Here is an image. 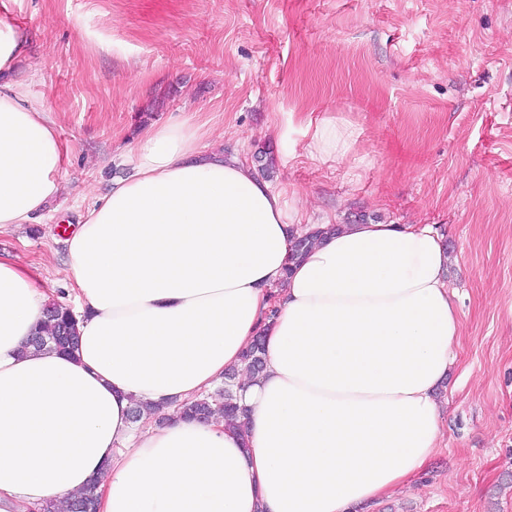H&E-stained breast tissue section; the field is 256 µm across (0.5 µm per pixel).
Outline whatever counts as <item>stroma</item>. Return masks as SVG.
I'll return each instance as SVG.
<instances>
[{"label": "stroma", "mask_w": 512, "mask_h": 512, "mask_svg": "<svg viewBox=\"0 0 512 512\" xmlns=\"http://www.w3.org/2000/svg\"><path fill=\"white\" fill-rule=\"evenodd\" d=\"M20 19L68 163L49 219L1 233L0 256L73 304L80 208L183 117L269 167L303 223L433 225L461 320L439 449L355 512H512V0H24ZM323 115L360 131L343 161L304 149Z\"/></svg>", "instance_id": "35a3bbf8"}]
</instances>
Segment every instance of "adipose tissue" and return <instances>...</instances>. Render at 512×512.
<instances>
[{"mask_svg":"<svg viewBox=\"0 0 512 512\" xmlns=\"http://www.w3.org/2000/svg\"><path fill=\"white\" fill-rule=\"evenodd\" d=\"M21 4L0 0V233L45 218L67 158L53 108L11 77L30 62ZM203 135L189 119L145 129L122 156L131 175L68 237L73 354L25 349L50 296L0 260V512L89 485L98 512H351L434 455L461 327L440 234L349 224L291 262L297 210ZM304 135L321 162L357 139L327 115ZM258 335L243 426L182 416ZM137 402L168 421L132 424ZM242 362L251 376L258 377L265 369V347L263 336H256L242 355Z\"/></svg>","mask_w":512,"mask_h":512,"instance_id":"obj_1","label":"adipose tissue"}]
</instances>
